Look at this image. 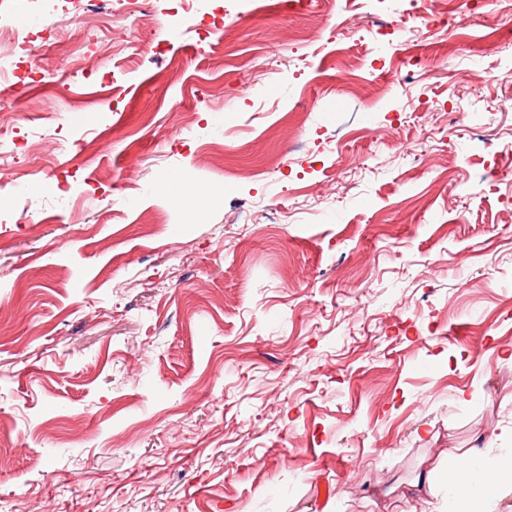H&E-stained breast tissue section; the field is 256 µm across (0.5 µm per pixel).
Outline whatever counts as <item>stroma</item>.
Masks as SVG:
<instances>
[{
  "label": "stroma",
  "mask_w": 512,
  "mask_h": 512,
  "mask_svg": "<svg viewBox=\"0 0 512 512\" xmlns=\"http://www.w3.org/2000/svg\"><path fill=\"white\" fill-rule=\"evenodd\" d=\"M153 4L12 0L100 73L0 75V512H434L404 484L512 447V0ZM101 2H112V9L117 11L122 18L131 26L138 23H148L153 20L160 24L162 20L155 17L154 9L149 6L148 0H104Z\"/></svg>",
  "instance_id": "obj_1"
}]
</instances>
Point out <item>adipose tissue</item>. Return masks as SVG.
<instances>
[{"label":"adipose tissue","mask_w":512,"mask_h":512,"mask_svg":"<svg viewBox=\"0 0 512 512\" xmlns=\"http://www.w3.org/2000/svg\"><path fill=\"white\" fill-rule=\"evenodd\" d=\"M447 456V512H495L512 487V457L489 460L480 448H455Z\"/></svg>","instance_id":"1"}]
</instances>
